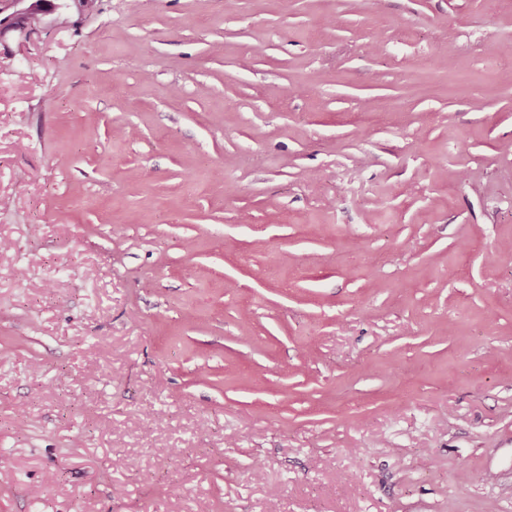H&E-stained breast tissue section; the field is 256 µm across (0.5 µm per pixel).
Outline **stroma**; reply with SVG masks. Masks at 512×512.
Masks as SVG:
<instances>
[{"label": "stroma", "instance_id": "obj_1", "mask_svg": "<svg viewBox=\"0 0 512 512\" xmlns=\"http://www.w3.org/2000/svg\"><path fill=\"white\" fill-rule=\"evenodd\" d=\"M0 512H512V0H92L0 32Z\"/></svg>", "mask_w": 512, "mask_h": 512}]
</instances>
